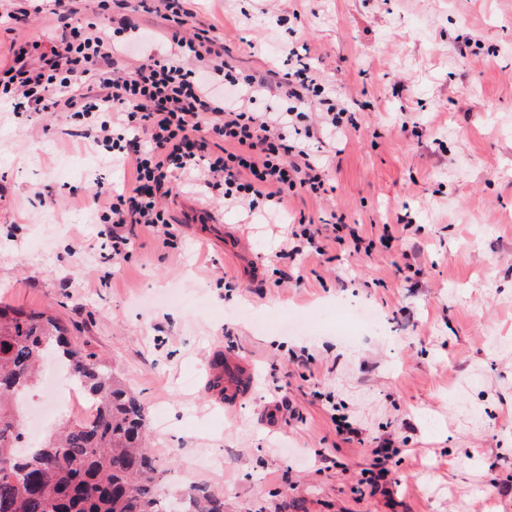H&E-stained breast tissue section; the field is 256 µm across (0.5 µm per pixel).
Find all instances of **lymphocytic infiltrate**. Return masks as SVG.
<instances>
[{
    "mask_svg": "<svg viewBox=\"0 0 512 512\" xmlns=\"http://www.w3.org/2000/svg\"><path fill=\"white\" fill-rule=\"evenodd\" d=\"M187 2L137 0L139 10L161 20L174 45L168 55L141 57L117 37L135 27L126 16L128 0H53L67 19L60 40L36 58L18 45L12 64L0 68V99L15 110L73 113L82 119L85 138L112 160L131 164L128 190L95 194L112 262L126 257L132 227L169 235L160 201L180 170L202 169L223 187L225 206L251 213L278 212L301 192L325 194L327 170L304 142L340 133L349 123L347 109L326 96L309 62L295 60L284 72L237 73L210 30L188 31ZM264 92L274 103L255 111ZM298 223L278 259L293 262L307 253L325 255L333 244H361L344 220L328 235L306 217Z\"/></svg>",
    "mask_w": 512,
    "mask_h": 512,
    "instance_id": "1",
    "label": "lymphocytic infiltrate"
}]
</instances>
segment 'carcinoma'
<instances>
[{"label": "carcinoma", "mask_w": 512, "mask_h": 512, "mask_svg": "<svg viewBox=\"0 0 512 512\" xmlns=\"http://www.w3.org/2000/svg\"><path fill=\"white\" fill-rule=\"evenodd\" d=\"M63 366L94 409L57 435L24 445L20 400L42 379L46 356ZM146 408L99 356L72 343L59 318L0 305V512H224L202 487L160 493L144 448Z\"/></svg>", "instance_id": "carcinoma-1"}]
</instances>
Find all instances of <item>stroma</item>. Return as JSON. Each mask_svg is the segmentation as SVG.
Returning a JSON list of instances; mask_svg holds the SVG:
<instances>
[{
    "label": "stroma",
    "mask_w": 512,
    "mask_h": 512,
    "mask_svg": "<svg viewBox=\"0 0 512 512\" xmlns=\"http://www.w3.org/2000/svg\"><path fill=\"white\" fill-rule=\"evenodd\" d=\"M224 58L247 74L308 46L358 128L311 147L332 193L260 217L184 175L165 207L175 235L131 236L100 261L94 192L130 175L67 113L0 106V301L59 315L142 401L172 491L205 486L224 512H512V0H195ZM62 22L0 28L49 47ZM413 223L398 224L397 214ZM332 215L343 246L289 276L276 251L298 215ZM373 306L386 333L351 341L339 302ZM250 367L233 413L207 365ZM360 428L349 443L334 413ZM399 448L387 490L372 451Z\"/></svg>",
    "instance_id": "35a3bbf8"
}]
</instances>
